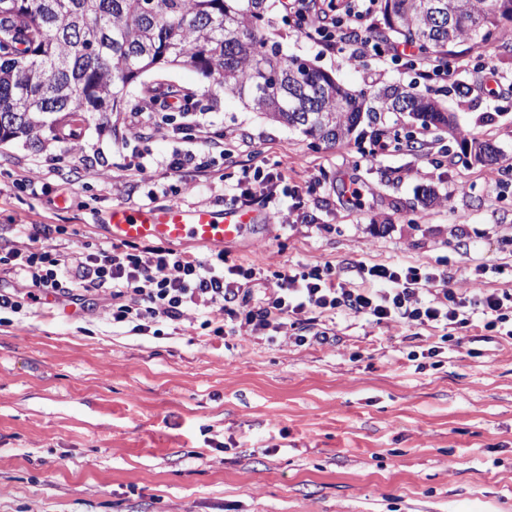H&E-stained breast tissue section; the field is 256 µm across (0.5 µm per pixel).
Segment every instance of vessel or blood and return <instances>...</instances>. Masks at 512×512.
Returning <instances> with one entry per match:
<instances>
[{
  "label": "vessel or blood",
  "mask_w": 512,
  "mask_h": 512,
  "mask_svg": "<svg viewBox=\"0 0 512 512\" xmlns=\"http://www.w3.org/2000/svg\"><path fill=\"white\" fill-rule=\"evenodd\" d=\"M257 219L255 211L243 206L222 210L182 205L137 209L116 206L109 214V233L118 242L190 240L211 246L234 241L246 225Z\"/></svg>",
  "instance_id": "b4317fda"
}]
</instances>
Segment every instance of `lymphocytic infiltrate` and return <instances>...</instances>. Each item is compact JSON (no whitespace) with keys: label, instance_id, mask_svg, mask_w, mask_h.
Returning a JSON list of instances; mask_svg holds the SVG:
<instances>
[{"label":"lymphocytic infiltrate","instance_id":"1","mask_svg":"<svg viewBox=\"0 0 512 512\" xmlns=\"http://www.w3.org/2000/svg\"><path fill=\"white\" fill-rule=\"evenodd\" d=\"M306 4L286 0L284 5L306 37L356 61L381 55L374 37L359 32L378 0H343L326 22L310 18ZM59 231L56 224L35 228L26 242L0 256V267L25 283L26 299L34 303L48 295L75 302L80 293L108 290L113 323L139 331L148 323L220 313L245 335L265 336L306 322L314 313L341 310L379 325L400 321L438 328L445 342L453 331L479 319L485 331L512 339L511 291L452 288L434 270L374 265L367 270L372 287L349 288L328 267L269 275L258 264H228L221 253L201 258L134 242L105 243L91 252L79 246L65 253L54 244ZM261 278L270 286L258 297L251 284Z\"/></svg>","mask_w":512,"mask_h":512}]
</instances>
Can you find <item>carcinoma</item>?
<instances>
[{"mask_svg": "<svg viewBox=\"0 0 512 512\" xmlns=\"http://www.w3.org/2000/svg\"><path fill=\"white\" fill-rule=\"evenodd\" d=\"M386 29L426 60L461 42L512 44V0H381ZM269 0H0V144L56 139L95 112H116L153 69L187 64L264 118L326 144L407 114L456 125L410 85L352 89L268 35ZM453 23H448V20ZM478 162L486 141L463 140Z\"/></svg>", "mask_w": 512, "mask_h": 512, "instance_id": "cac0c4a2", "label": "carcinoma"}]
</instances>
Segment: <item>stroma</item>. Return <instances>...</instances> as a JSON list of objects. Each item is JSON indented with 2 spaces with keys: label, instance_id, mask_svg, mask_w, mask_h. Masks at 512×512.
Segmentation results:
<instances>
[{
  "label": "stroma",
  "instance_id": "stroma-1",
  "mask_svg": "<svg viewBox=\"0 0 512 512\" xmlns=\"http://www.w3.org/2000/svg\"><path fill=\"white\" fill-rule=\"evenodd\" d=\"M282 51L353 88L389 82L442 94L461 137L492 144L491 161L459 139L387 117L325 144L271 122L184 66L146 73L121 111L95 115L81 150L65 140L0 144V247L18 224H59V247L110 238L107 212L146 203L234 204L255 168L276 173L277 206L223 252L269 270L328 265L361 287L358 263L436 268L449 287L512 289V47L462 43L433 81L389 62H356L301 34L274 0ZM196 110L137 111L158 92ZM223 144L203 151L185 136ZM204 152L207 171L164 162ZM154 164L152 182L132 167ZM42 172L44 188H16ZM364 187L362 205L343 186ZM436 200L423 204L422 195ZM66 205H59V198ZM304 207L294 210L296 199ZM336 340L300 345L294 331L215 336L199 319L112 321L109 292L0 312V512H512V342L460 332L440 365L435 332L335 315Z\"/></svg>",
  "mask_w": 512,
  "mask_h": 512
}]
</instances>
